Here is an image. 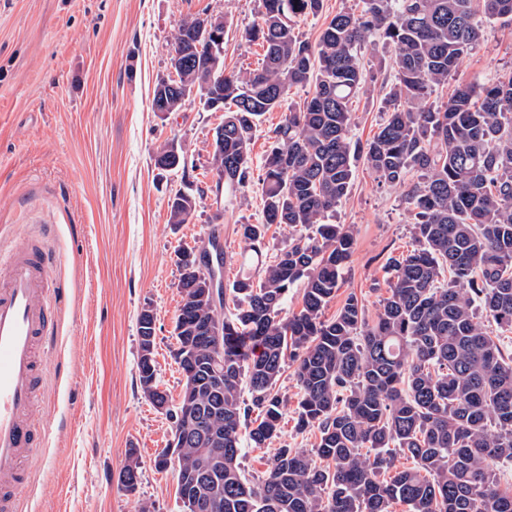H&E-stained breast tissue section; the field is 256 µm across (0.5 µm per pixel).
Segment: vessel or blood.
<instances>
[{"instance_id":"1","label":"vessel or blood","mask_w":512,"mask_h":512,"mask_svg":"<svg viewBox=\"0 0 512 512\" xmlns=\"http://www.w3.org/2000/svg\"><path fill=\"white\" fill-rule=\"evenodd\" d=\"M53 282L32 241L0 254V512H16L25 465L44 442L38 354L58 312Z\"/></svg>"}]
</instances>
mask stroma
<instances>
[{
  "label": "stroma",
  "mask_w": 512,
  "mask_h": 512,
  "mask_svg": "<svg viewBox=\"0 0 512 512\" xmlns=\"http://www.w3.org/2000/svg\"><path fill=\"white\" fill-rule=\"evenodd\" d=\"M260 10V0H0V251L24 239L43 246L63 301L44 357L46 441L28 465L18 512H138L144 501L155 512H184L176 469L155 466L173 424L139 386L138 315L149 308L157 316V381L178 398L175 252L218 227L224 281L232 283L244 248L238 228L261 223L262 204L255 182L220 209L206 191L218 115L194 97L179 112L158 113L150 103L171 71L169 44L186 17L223 16L224 68L245 72L262 59V48L244 37ZM364 64L369 90L351 106L347 137L354 141L377 132L395 75L381 40ZM510 67L512 25L484 24L479 45L432 98ZM168 142L191 163L188 176L156 169L154 156ZM189 180L205 193L189 223L175 227L168 202ZM402 194L356 160L352 187L331 218L351 227L355 249L325 318L353 294L375 320L387 295L384 266L412 245ZM276 389L284 400L278 437L268 448L242 445V465L255 477L275 449L308 451L317 441L315 431L296 429L292 370ZM131 448L140 477L130 495L119 474Z\"/></svg>",
  "instance_id": "35a3bbf8"
}]
</instances>
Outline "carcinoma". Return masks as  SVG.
<instances>
[{
    "mask_svg": "<svg viewBox=\"0 0 512 512\" xmlns=\"http://www.w3.org/2000/svg\"><path fill=\"white\" fill-rule=\"evenodd\" d=\"M322 7L323 0H262L246 32L263 49L261 65L224 74V143L212 149L216 180L207 187L224 199L251 180L261 119L292 87L313 91L273 130L258 177L263 222L240 225L241 277L214 303L180 273L179 367L204 347L196 323L224 327V388L200 374L180 473H196L199 449L219 452L223 468L205 479L217 489L212 512H391L395 503L408 512H512V490L496 477L512 462V359L498 337L512 332V68L431 101L483 24L512 20V0H362L360 11L336 13L315 42L301 38L297 19ZM198 21L183 20L171 42L185 87L199 80L181 56ZM373 35L394 57L395 82L379 131L353 144L350 103L366 87ZM357 155L379 183L404 188L413 217L412 248L387 261L390 288L372 323L354 294L323 319L355 249L351 228L329 217L351 189ZM197 192L169 199V223H188ZM272 224L291 233L270 256ZM297 286L302 308L288 316L284 303ZM288 360L296 426L317 430L318 441L309 452L276 449L251 480L240 465V431L248 428L255 448L277 437L284 400L275 387ZM138 371L145 398L169 402L147 361ZM399 453L413 466L380 480Z\"/></svg>",
    "mask_w": 512,
    "mask_h": 512,
    "instance_id": "carcinoma-1",
    "label": "carcinoma"
}]
</instances>
